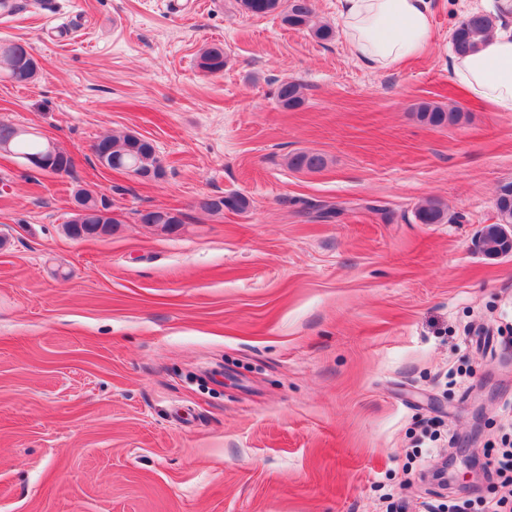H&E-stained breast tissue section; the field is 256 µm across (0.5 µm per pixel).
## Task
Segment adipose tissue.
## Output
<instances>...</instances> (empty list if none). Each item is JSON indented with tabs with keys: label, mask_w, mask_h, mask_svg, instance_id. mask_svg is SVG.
Segmentation results:
<instances>
[{
	"label": "adipose tissue",
	"mask_w": 512,
	"mask_h": 512,
	"mask_svg": "<svg viewBox=\"0 0 512 512\" xmlns=\"http://www.w3.org/2000/svg\"><path fill=\"white\" fill-rule=\"evenodd\" d=\"M433 0H339L352 54L364 68H392L425 51ZM454 78L496 111L512 112V28L495 30L476 52L454 57Z\"/></svg>",
	"instance_id": "adipose-tissue-1"
}]
</instances>
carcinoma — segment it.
<instances>
[{"instance_id": "1", "label": "carcinoma", "mask_w": 512, "mask_h": 512, "mask_svg": "<svg viewBox=\"0 0 512 512\" xmlns=\"http://www.w3.org/2000/svg\"><path fill=\"white\" fill-rule=\"evenodd\" d=\"M241 9L256 17L276 14L284 25L297 29H308L320 42H328L335 35L329 24L311 25L314 16V0H240ZM502 21L498 14L472 13L455 25L451 33L453 51L464 56L475 51L487 38L489 32ZM8 55H0V77L19 84L32 82L38 66L25 62L24 46L16 42L0 43ZM226 57L224 49L212 46L203 49L197 60L198 68L206 73L224 71ZM276 98L278 105L285 110H293L304 102L303 85L296 80L280 82ZM418 119L433 127L444 126L455 121L459 113L442 106L422 103L416 111ZM0 143L9 144L10 152L18 159H50L49 173H71L74 160L68 153L57 148L51 150L46 142L34 139L21 128L10 123L0 122ZM94 155L99 163H107L116 170H127L140 176L159 179L163 176V166L153 143L147 139L136 140L130 133L106 135L99 139ZM325 165L324 158L315 153L296 152L288 157L289 168L295 171L314 172ZM196 207L209 214H220L224 210L243 212L249 207V200L242 194L228 197L203 195L196 201ZM496 224L512 225V181L499 185L495 198ZM415 219L421 224H443L448 221V209L440 201L430 199L415 211ZM482 248L493 252L504 249L495 234V224L482 230Z\"/></svg>"}]
</instances>
